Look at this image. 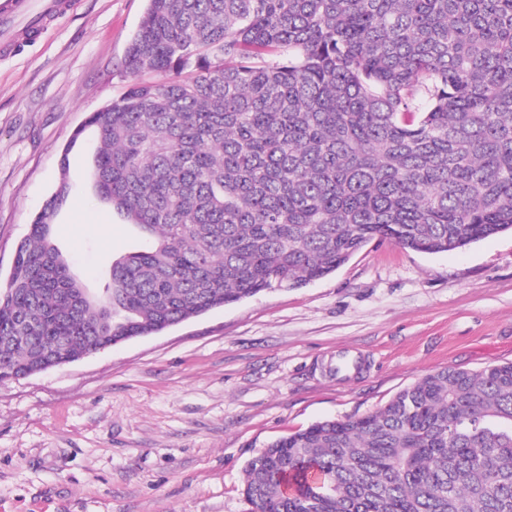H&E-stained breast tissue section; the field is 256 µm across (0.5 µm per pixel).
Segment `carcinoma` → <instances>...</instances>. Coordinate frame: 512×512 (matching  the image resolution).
<instances>
[{
	"label": "carcinoma",
	"instance_id": "carcinoma-1",
	"mask_svg": "<svg viewBox=\"0 0 512 512\" xmlns=\"http://www.w3.org/2000/svg\"><path fill=\"white\" fill-rule=\"evenodd\" d=\"M123 66L0 286V377L302 287L374 239L512 231V0H148ZM89 129L96 192L156 237L97 300L52 242ZM244 472L251 512H512V363L429 373Z\"/></svg>",
	"mask_w": 512,
	"mask_h": 512
}]
</instances>
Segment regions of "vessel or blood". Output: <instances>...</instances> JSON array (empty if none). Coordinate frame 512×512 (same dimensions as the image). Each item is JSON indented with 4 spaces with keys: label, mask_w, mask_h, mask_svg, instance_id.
Segmentation results:
<instances>
[{
    "label": "vessel or blood",
    "mask_w": 512,
    "mask_h": 512,
    "mask_svg": "<svg viewBox=\"0 0 512 512\" xmlns=\"http://www.w3.org/2000/svg\"><path fill=\"white\" fill-rule=\"evenodd\" d=\"M70 0H0V51L9 53L32 30H44L67 10Z\"/></svg>",
    "instance_id": "b4317fda"
}]
</instances>
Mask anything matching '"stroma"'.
Listing matches in <instances>:
<instances>
[{
	"label": "stroma",
	"instance_id": "obj_1",
	"mask_svg": "<svg viewBox=\"0 0 512 512\" xmlns=\"http://www.w3.org/2000/svg\"><path fill=\"white\" fill-rule=\"evenodd\" d=\"M147 0H71L0 57V285L54 191L64 146L127 89ZM54 242L102 293L146 233L95 193L71 146ZM111 245H104V236ZM368 366L348 380L338 351ZM512 362V233L425 254L374 240L336 272L263 292L27 377L0 379V512H251L244 467L278 437L379 409L444 367Z\"/></svg>",
	"mask_w": 512,
	"mask_h": 512
}]
</instances>
